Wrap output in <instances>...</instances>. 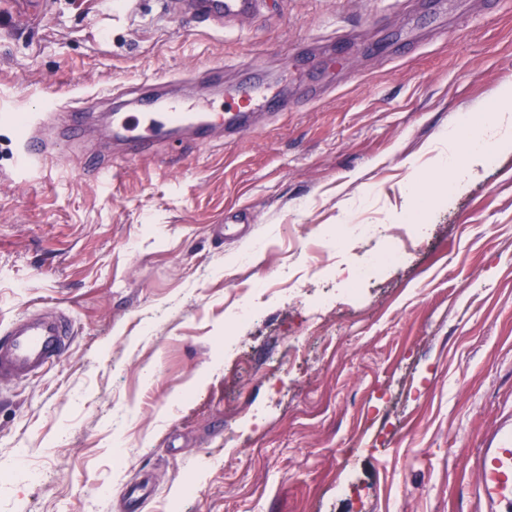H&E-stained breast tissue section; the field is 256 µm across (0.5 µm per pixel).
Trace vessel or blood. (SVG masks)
I'll return each instance as SVG.
<instances>
[{
  "label": "vessel or blood",
  "instance_id": "obj_1",
  "mask_svg": "<svg viewBox=\"0 0 512 512\" xmlns=\"http://www.w3.org/2000/svg\"><path fill=\"white\" fill-rule=\"evenodd\" d=\"M194 15L207 24L249 12L254 0H189ZM234 107L224 113V124L239 126L244 110L262 104L275 112L285 104L269 98L257 80L239 85L231 95ZM207 113L181 103L162 105L154 112L123 116L112 128L113 139L141 151L179 130L207 126ZM73 338L70 318L55 306L23 315L0 330V381L25 380L40 376L69 349ZM467 465L474 475L470 493L482 512H512V430L503 432L496 443L469 456Z\"/></svg>",
  "mask_w": 512,
  "mask_h": 512
}]
</instances>
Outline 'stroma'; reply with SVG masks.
Here are the masks:
<instances>
[{"label": "stroma", "mask_w": 512, "mask_h": 512, "mask_svg": "<svg viewBox=\"0 0 512 512\" xmlns=\"http://www.w3.org/2000/svg\"><path fill=\"white\" fill-rule=\"evenodd\" d=\"M258 72L288 110L244 132L102 133L106 92L218 116ZM509 85L512 0H258L220 30L183 0H0V327L45 302L74 323L0 383V512H127L140 481V512H474L465 457L512 425V150L439 172L428 147ZM28 112L59 150L32 173ZM419 175L452 194L415 209Z\"/></svg>", "instance_id": "stroma-1"}]
</instances>
